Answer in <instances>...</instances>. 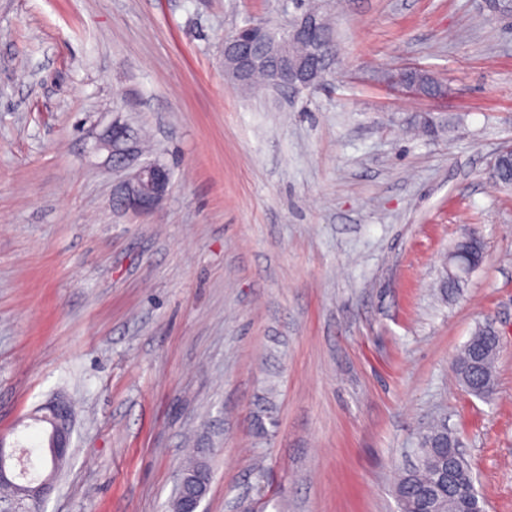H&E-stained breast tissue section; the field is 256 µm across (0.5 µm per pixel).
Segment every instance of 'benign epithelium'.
<instances>
[{"label": "benign epithelium", "mask_w": 512, "mask_h": 512, "mask_svg": "<svg viewBox=\"0 0 512 512\" xmlns=\"http://www.w3.org/2000/svg\"><path fill=\"white\" fill-rule=\"evenodd\" d=\"M288 36L268 30L257 24L242 29L224 42L225 70L235 83L249 81L254 73L258 55L252 44L263 40V54L276 60L270 71V84L277 88L311 87L321 83L323 73L329 71L335 56V45L327 35L326 17L320 8L309 7L287 28ZM413 69L404 68L391 76V81L406 91L421 95L419 84L413 80ZM170 170L159 163L146 162L130 173L116 188L115 200L125 209L146 211L152 209L168 193ZM34 420L46 424L47 448L55 457L68 453L72 440L73 416L70 404L55 399L43 406ZM27 450H18L16 443H7V435L0 432V484L16 493L40 501L53 488V475L48 473L26 480ZM195 485L190 506L186 512H201L200 506L208 492V482L181 472L179 487Z\"/></svg>", "instance_id": "obj_1"}]
</instances>
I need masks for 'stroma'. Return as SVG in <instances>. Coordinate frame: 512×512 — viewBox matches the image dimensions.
I'll return each instance as SVG.
<instances>
[{
  "label": "stroma",
  "mask_w": 512,
  "mask_h": 512,
  "mask_svg": "<svg viewBox=\"0 0 512 512\" xmlns=\"http://www.w3.org/2000/svg\"><path fill=\"white\" fill-rule=\"evenodd\" d=\"M319 87L246 91L224 41L298 0H0V431L45 442L74 404L41 502L8 512H171L185 451L204 512H399L398 474L439 415L486 512H512V20L482 0H320ZM407 67L448 98L386 82ZM150 152L119 163L112 129ZM171 170L132 212L115 185ZM485 257L452 299L443 260ZM500 333L489 399L454 378ZM170 170L159 163L146 162L130 173L116 188L115 200L124 209H152L168 193ZM42 412L34 420L46 424L47 447L56 458L68 453L71 448L73 416L70 404L63 399H55L44 405Z\"/></svg>",
  "instance_id": "obj_1"
}]
</instances>
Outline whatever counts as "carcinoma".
<instances>
[{"label":"carcinoma","mask_w":512,"mask_h":512,"mask_svg":"<svg viewBox=\"0 0 512 512\" xmlns=\"http://www.w3.org/2000/svg\"><path fill=\"white\" fill-rule=\"evenodd\" d=\"M499 336L487 322L479 325L455 364L457 382L470 394L486 398L496 384L494 358ZM418 461L398 476L395 492L406 512H477L482 500L469 464L446 421H435L416 448Z\"/></svg>","instance_id":"1"}]
</instances>
